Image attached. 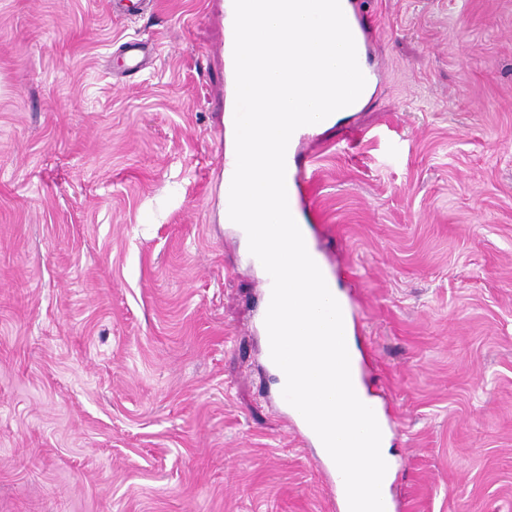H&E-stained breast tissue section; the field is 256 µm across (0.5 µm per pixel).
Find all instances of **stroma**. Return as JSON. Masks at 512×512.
I'll return each mask as SVG.
<instances>
[{
  "label": "stroma",
  "mask_w": 512,
  "mask_h": 512,
  "mask_svg": "<svg viewBox=\"0 0 512 512\" xmlns=\"http://www.w3.org/2000/svg\"><path fill=\"white\" fill-rule=\"evenodd\" d=\"M224 3L0 0V512H332L223 220ZM368 8L380 85L298 146L314 243L405 512H512V0ZM361 354V359L357 363L356 368L352 373L353 377V386L357 394L361 393V389L364 390L362 401L370 406L376 416L378 424L383 431H387V427L390 430L393 423L392 415L388 412V410L379 403H374L370 398V394L366 385V359L363 353L359 350Z\"/></svg>",
  "instance_id": "1"
}]
</instances>
